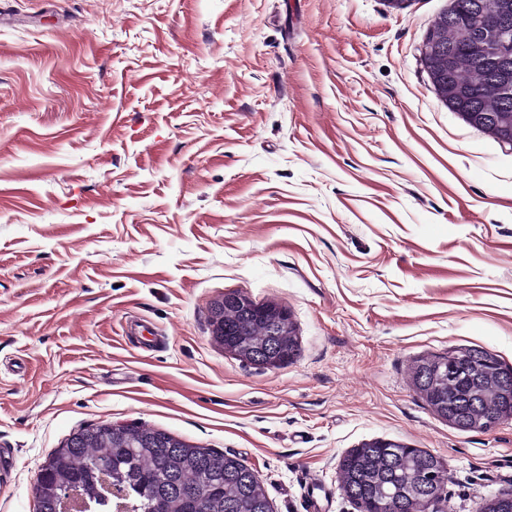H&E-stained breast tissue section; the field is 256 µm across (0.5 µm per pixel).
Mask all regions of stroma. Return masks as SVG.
Masks as SVG:
<instances>
[{"instance_id":"1","label":"stroma","mask_w":512,"mask_h":512,"mask_svg":"<svg viewBox=\"0 0 512 512\" xmlns=\"http://www.w3.org/2000/svg\"><path fill=\"white\" fill-rule=\"evenodd\" d=\"M450 0H0V512L100 422L241 456L273 512H359L339 462L440 456V512L512 493V419L462 432L409 366H512V145L422 51ZM278 304L263 369L211 302Z\"/></svg>"}]
</instances>
